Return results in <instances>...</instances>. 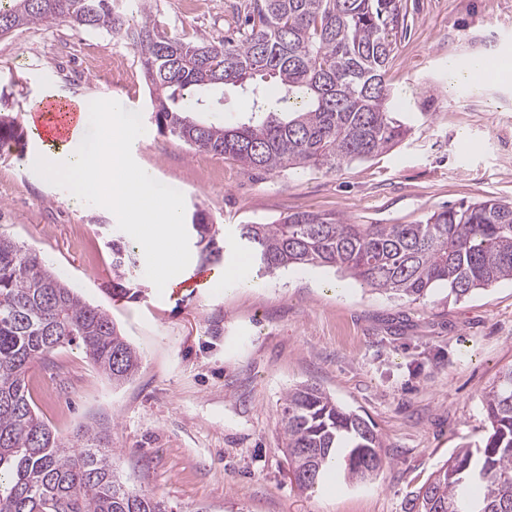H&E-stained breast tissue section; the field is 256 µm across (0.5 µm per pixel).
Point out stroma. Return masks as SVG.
<instances>
[{
	"label": "stroma",
	"mask_w": 512,
	"mask_h": 512,
	"mask_svg": "<svg viewBox=\"0 0 512 512\" xmlns=\"http://www.w3.org/2000/svg\"><path fill=\"white\" fill-rule=\"evenodd\" d=\"M246 0H155L167 30L233 36ZM407 28L386 80L404 101L409 132L391 150L331 172H266L198 156L145 122L134 156L156 179L205 210L234 242L238 225L294 212L334 213L356 224H413L442 206L496 198L512 203V73L494 84L448 78L449 63L488 54L512 63V0H405ZM59 54L37 55L21 31L0 36V109L26 123L25 104L50 95L90 102L119 96L149 112L136 55L133 78L98 89L85 76L101 46L54 25ZM206 118L249 117L234 87L211 91ZM32 147L0 151V232L36 252L82 298L112 316L141 354L122 386L83 350L31 364L34 409L59 437L81 424L107 430L116 465L135 488L173 512H409L431 474L460 448L483 447L482 398L512 365V281L457 300L439 285L407 303L323 268H291L256 287L109 292L108 240L117 220L33 170ZM320 386L370 420L388 463L367 484L295 486L282 452L279 411L289 386Z\"/></svg>",
	"instance_id": "35a3bbf8"
}]
</instances>
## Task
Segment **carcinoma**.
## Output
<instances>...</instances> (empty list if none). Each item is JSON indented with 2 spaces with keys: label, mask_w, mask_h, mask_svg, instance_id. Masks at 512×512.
I'll return each instance as SVG.
<instances>
[{
  "label": "carcinoma",
  "mask_w": 512,
  "mask_h": 512,
  "mask_svg": "<svg viewBox=\"0 0 512 512\" xmlns=\"http://www.w3.org/2000/svg\"><path fill=\"white\" fill-rule=\"evenodd\" d=\"M403 0H250L234 38L169 33L153 0H0V35L58 21L104 30L131 44L162 135L268 172L334 170L391 149L407 133L393 117L384 74L406 21ZM231 85L252 94L254 118L235 128L191 113L204 93ZM280 108L291 118L276 119ZM26 137L0 113V146ZM187 231L203 263L224 254V235L194 209ZM238 240L264 274L330 268L391 299L415 302L438 284L459 300L512 280V204L485 199L415 224H352L296 212L275 224H241ZM112 295L142 294L136 246L112 240ZM82 348L115 386L140 354L112 317L87 303L34 252L0 234V512H169L164 500L116 472L102 428L63 439L35 411L29 365ZM485 446L461 448L420 488L416 512H512V366L485 393ZM295 484L315 490L334 473L365 484L388 464L374 428L313 384L288 389L280 408Z\"/></svg>",
  "instance_id": "cac0c4a2"
}]
</instances>
